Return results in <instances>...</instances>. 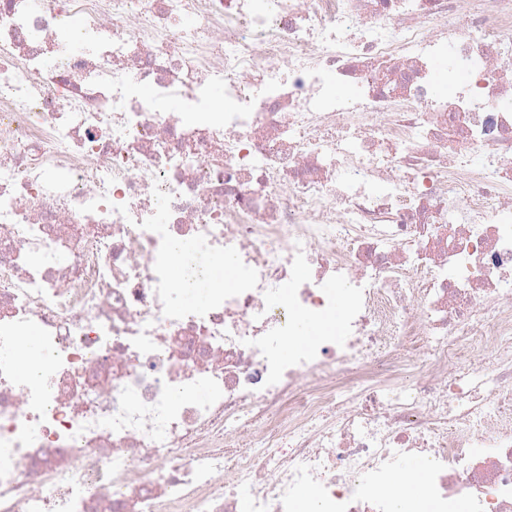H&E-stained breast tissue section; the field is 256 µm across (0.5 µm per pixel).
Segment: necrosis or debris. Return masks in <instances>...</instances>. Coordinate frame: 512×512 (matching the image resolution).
I'll return each mask as SVG.
<instances>
[{"label":"necrosis or debris","instance_id":"necrosis-or-debris-1","mask_svg":"<svg viewBox=\"0 0 512 512\" xmlns=\"http://www.w3.org/2000/svg\"><path fill=\"white\" fill-rule=\"evenodd\" d=\"M415 494L512 512V0H0V512Z\"/></svg>","mask_w":512,"mask_h":512}]
</instances>
